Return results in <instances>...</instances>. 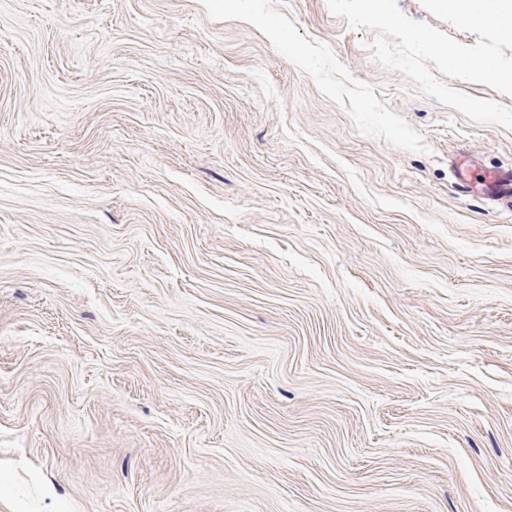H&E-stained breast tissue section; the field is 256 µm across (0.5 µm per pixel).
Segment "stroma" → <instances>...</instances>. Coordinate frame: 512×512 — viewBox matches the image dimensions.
<instances>
[{
	"label": "stroma",
	"mask_w": 512,
	"mask_h": 512,
	"mask_svg": "<svg viewBox=\"0 0 512 512\" xmlns=\"http://www.w3.org/2000/svg\"><path fill=\"white\" fill-rule=\"evenodd\" d=\"M327 0H0V512H512V127Z\"/></svg>",
	"instance_id": "stroma-1"
}]
</instances>
